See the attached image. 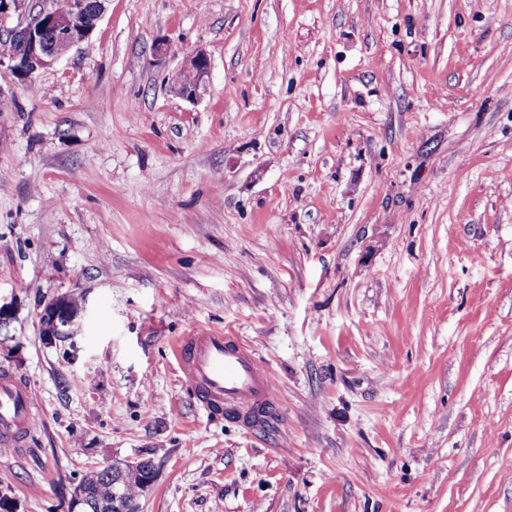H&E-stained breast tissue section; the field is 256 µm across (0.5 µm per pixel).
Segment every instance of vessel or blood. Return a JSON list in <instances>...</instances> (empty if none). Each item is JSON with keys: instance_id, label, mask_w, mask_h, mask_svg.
<instances>
[{"instance_id": "obj_1", "label": "vessel or blood", "mask_w": 512, "mask_h": 512, "mask_svg": "<svg viewBox=\"0 0 512 512\" xmlns=\"http://www.w3.org/2000/svg\"><path fill=\"white\" fill-rule=\"evenodd\" d=\"M173 355L186 385L207 416H225L246 429L274 418L277 408L269 371L229 332L191 328L176 339ZM36 411L28 381L0 369V447L27 448Z\"/></svg>"}]
</instances>
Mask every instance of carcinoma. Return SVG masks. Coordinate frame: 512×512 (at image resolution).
<instances>
[{"label":"carcinoma","mask_w":512,"mask_h":512,"mask_svg":"<svg viewBox=\"0 0 512 512\" xmlns=\"http://www.w3.org/2000/svg\"><path fill=\"white\" fill-rule=\"evenodd\" d=\"M152 480V466L145 462L141 466L117 464L112 466V473L102 474V471H92L86 475L74 488L73 493H81L77 512H114L113 502H118L125 512H138V504L133 490L142 489Z\"/></svg>","instance_id":"obj_1"}]
</instances>
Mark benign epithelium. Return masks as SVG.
<instances>
[{
  "instance_id": "obj_1",
  "label": "benign epithelium",
  "mask_w": 512,
  "mask_h": 512,
  "mask_svg": "<svg viewBox=\"0 0 512 512\" xmlns=\"http://www.w3.org/2000/svg\"><path fill=\"white\" fill-rule=\"evenodd\" d=\"M106 0H75L67 14L56 12L46 0L36 11L28 6L29 0H0V36L9 37L21 45L17 55L0 60V73L6 78L22 81L50 67L73 47L90 43L92 34L101 21ZM25 16V20L7 27L12 15ZM210 72L207 53L197 50L185 59L184 65L169 82L175 95L194 100L200 97ZM77 312L64 296L55 298L49 309L40 313L42 336L52 341L68 334Z\"/></svg>"
}]
</instances>
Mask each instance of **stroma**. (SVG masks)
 Returning a JSON list of instances; mask_svg holds the SVG:
<instances>
[{
    "label": "stroma",
    "mask_w": 512,
    "mask_h": 512,
    "mask_svg": "<svg viewBox=\"0 0 512 512\" xmlns=\"http://www.w3.org/2000/svg\"><path fill=\"white\" fill-rule=\"evenodd\" d=\"M0 89V368L38 401L0 452L16 512L147 459L140 512H512V0H109ZM194 326L269 368L274 424L199 410ZM192 73L190 81L186 75ZM210 72V60L207 53L197 50L185 59L184 65L169 82L170 91L175 95L194 100L200 97L206 86ZM67 301L66 297L59 296L48 310L44 308L40 313L41 332L46 340L52 341L68 334L67 328L73 323L77 311H73Z\"/></svg>",
    "instance_id": "stroma-1"
}]
</instances>
